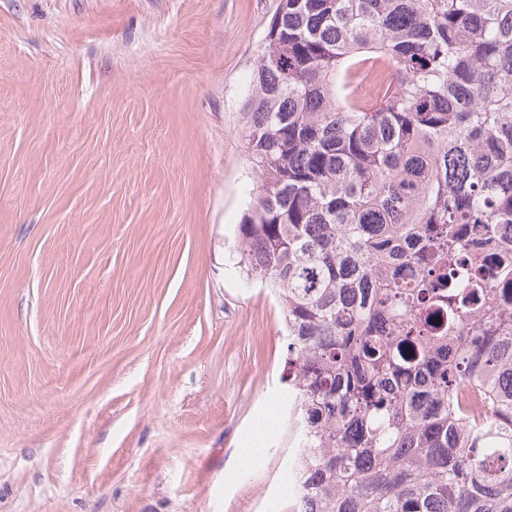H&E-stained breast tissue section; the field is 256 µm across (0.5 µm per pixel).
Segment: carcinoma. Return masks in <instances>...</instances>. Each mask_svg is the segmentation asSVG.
<instances>
[{
  "label": "carcinoma",
  "mask_w": 512,
  "mask_h": 512,
  "mask_svg": "<svg viewBox=\"0 0 512 512\" xmlns=\"http://www.w3.org/2000/svg\"><path fill=\"white\" fill-rule=\"evenodd\" d=\"M243 119L293 512H512V0H279Z\"/></svg>",
  "instance_id": "obj_1"
}]
</instances>
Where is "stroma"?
<instances>
[{
	"label": "stroma",
	"instance_id": "35a3bbf8",
	"mask_svg": "<svg viewBox=\"0 0 512 512\" xmlns=\"http://www.w3.org/2000/svg\"><path fill=\"white\" fill-rule=\"evenodd\" d=\"M277 4L0 0V512H292L283 308L236 262ZM268 427L270 428L269 421ZM268 427L264 426L257 431V442L255 444L247 445L246 448L242 449L237 460L238 466L248 468L256 466L262 461L265 452V448L263 447L264 438L268 433Z\"/></svg>",
	"mask_w": 512,
	"mask_h": 512
}]
</instances>
